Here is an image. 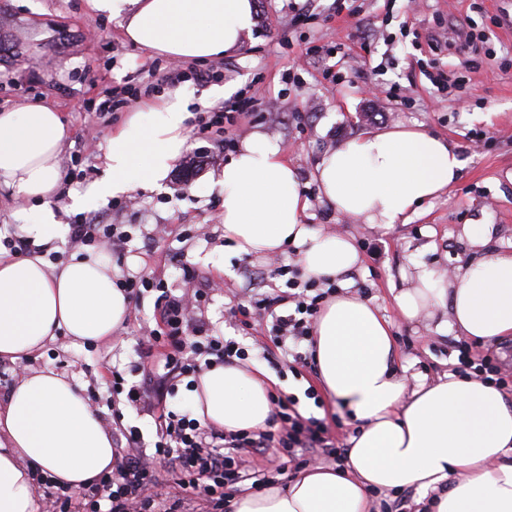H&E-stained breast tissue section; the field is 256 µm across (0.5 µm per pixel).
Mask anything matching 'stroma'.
<instances>
[{
  "label": "stroma",
  "instance_id": "stroma-1",
  "mask_svg": "<svg viewBox=\"0 0 512 512\" xmlns=\"http://www.w3.org/2000/svg\"><path fill=\"white\" fill-rule=\"evenodd\" d=\"M255 26L242 49L213 61L211 83L192 80L194 64L182 63L178 90L207 99L208 111L231 107L240 94L257 99L249 117L233 128L234 141L254 131L281 148L297 172L308 201L304 222L315 229L351 236L362 261L345 280L349 294L376 306L388 319L396 346V366L408 378L437 380L457 364L462 336L438 319L411 321L396 305L408 274L422 263L451 274L472 250L463 233L468 224L492 227L488 252H512V0H254ZM485 32L477 50L455 44L454 28ZM0 34L11 50L0 57V106L40 100L62 112L71 136L60 157L61 190L52 208L61 223L97 215L123 225L132 239L121 267L124 274L150 273L177 291L183 272L176 262L186 254L191 265L213 281L201 306L210 333L246 348L247 363L272 378L271 390L299 396V412L337 419L341 438L359 426L339 400L324 408L306 399L316 374L294 378L263 357L269 323L252 334L229 325L225 312L249 303L257 293L285 291V280L265 255H237L224 248L219 221L224 196L206 182L220 172L229 151L212 147L206 162L194 159L200 142L188 138L164 189L138 186L107 199L87 198L81 211L69 210L73 195L105 175V154L113 131L130 115L99 111L107 95L134 89L150 97L169 92L156 85L151 68L170 59L128 42L118 20L91 12L86 0H0ZM448 77L441 92L437 73ZM227 87L212 98L211 86ZM395 124H419L448 138L463 161L462 175L448 194L422 205L410 222L372 228L337 214L313 180L317 162L338 143ZM32 203L0 189V236L37 223ZM155 293L131 309L119 343L72 346L60 336L24 358L26 368L50 369L75 378L101 419L121 412L125 426L137 427L146 446L156 441L153 416L112 392L111 372L126 385L138 384L141 329L154 325Z\"/></svg>",
  "mask_w": 512,
  "mask_h": 512
}]
</instances>
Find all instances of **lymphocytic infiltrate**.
<instances>
[{"label":"lymphocytic infiltrate","mask_w":512,"mask_h":512,"mask_svg":"<svg viewBox=\"0 0 512 512\" xmlns=\"http://www.w3.org/2000/svg\"><path fill=\"white\" fill-rule=\"evenodd\" d=\"M70 238L74 243L120 257L129 234L116 224L84 220L71 225ZM182 272L189 290L180 296L146 274L118 282L133 300L146 291L157 294V326L149 332L146 344L148 350H160L164 373L147 375L130 387L125 386L121 375L112 377L113 393L125 394L129 405L154 415L157 440L153 448H146L137 428L124 427L120 414H113L112 427L125 440L118 449L120 460L115 470L79 490L58 487L47 496L43 512H185L190 496L200 502L201 512H224V486L249 478L246 462L250 455L282 448L287 450L289 462L295 464L303 465L316 457L333 465L346 460L347 450L331 437L327 422L302 416L292 394L271 395L273 414L266 428L235 433L199 421L191 411L167 408L166 399L176 394L178 382L201 372L202 356H215L222 365L246 358L244 347L212 336L204 320L192 318V306L207 299L209 283L191 266H183ZM277 273L286 279L287 294L258 295L249 306L230 308L228 314L245 327L253 315L271 318L270 341L288 356V370L296 375L313 371L315 357L302 352L301 345L314 340V321L325 295L317 282L299 281L294 265H280ZM288 303L294 309L287 313L283 307ZM458 351L456 373L501 390L512 383V370L501 362L465 345ZM163 468L173 474L175 491L159 492V471Z\"/></svg>","instance_id":"lymphocytic-infiltrate-1"}]
</instances>
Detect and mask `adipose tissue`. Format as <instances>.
<instances>
[{"instance_id":"adipose-tissue-1","label":"adipose tissue","mask_w":512,"mask_h":512,"mask_svg":"<svg viewBox=\"0 0 512 512\" xmlns=\"http://www.w3.org/2000/svg\"><path fill=\"white\" fill-rule=\"evenodd\" d=\"M87 6L121 19L133 44L186 62L223 57L254 26L252 0H87ZM190 116L178 91L150 103L146 113H132L113 133L106 175L90 194L161 188L185 149ZM70 135L62 113L41 101L0 107V187L36 202L40 221L29 231L40 244L65 232L51 203ZM462 169L448 139L398 124L327 152L315 180L337 213L390 228L448 192ZM217 183L224 192V240L236 254H276L292 244L302 249L305 275L315 279L340 278L359 265L350 237L304 223L296 171L265 134L243 140ZM116 278L107 260L92 255L75 254L58 266L38 256L0 258V360L17 361L60 335L76 344L110 337L130 310ZM409 279L396 298L406 319L445 309L457 330L482 345L512 335V252L468 262L448 276L418 264ZM315 333L326 391L364 425L350 439L344 467L315 466L287 488L240 495L233 512H367L371 489L409 487L434 492L431 512H512V405L499 390L451 374L408 387L395 365L388 322L354 295L329 299ZM190 399L198 417L231 432L265 427L271 415L267 375L259 369L209 367ZM116 464L111 435L66 375L25 373L0 402V512H36L28 467L78 489ZM453 473L458 482L439 492Z\"/></svg>"}]
</instances>
